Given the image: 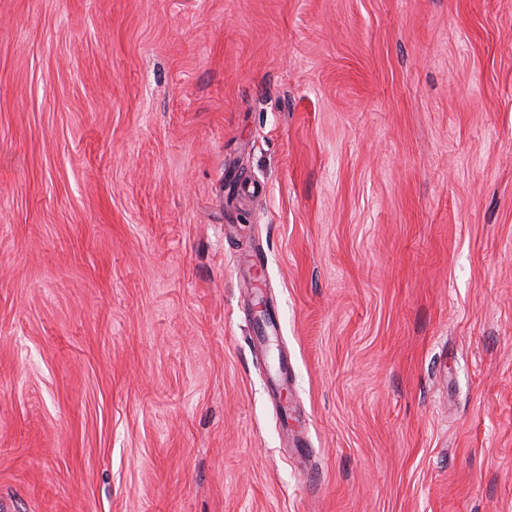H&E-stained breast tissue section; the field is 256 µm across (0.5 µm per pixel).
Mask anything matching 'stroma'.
<instances>
[{
    "mask_svg": "<svg viewBox=\"0 0 512 512\" xmlns=\"http://www.w3.org/2000/svg\"><path fill=\"white\" fill-rule=\"evenodd\" d=\"M2 500L512 512V0H0ZM288 419L292 420L295 425L294 428L291 429V432L294 433L295 445L297 448H301V454L307 455L309 454V448L307 443V426L305 420L300 416L288 414V409L284 410L281 414L280 420L283 428L288 432Z\"/></svg>",
    "mask_w": 512,
    "mask_h": 512,
    "instance_id": "1",
    "label": "stroma"
}]
</instances>
